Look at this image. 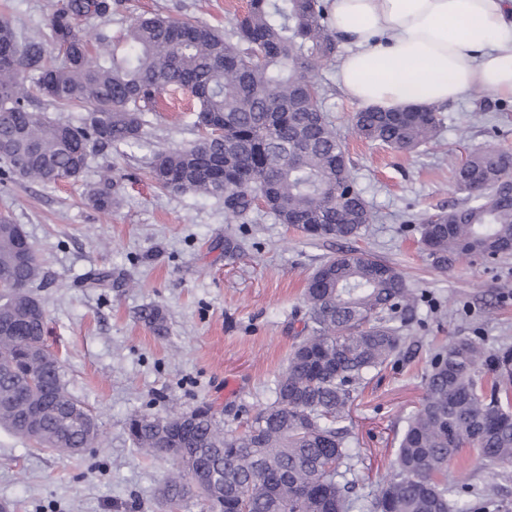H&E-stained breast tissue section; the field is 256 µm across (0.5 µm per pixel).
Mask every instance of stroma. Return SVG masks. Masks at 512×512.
I'll return each instance as SVG.
<instances>
[{"label":"stroma","mask_w":512,"mask_h":512,"mask_svg":"<svg viewBox=\"0 0 512 512\" xmlns=\"http://www.w3.org/2000/svg\"><path fill=\"white\" fill-rule=\"evenodd\" d=\"M58 0H0V16L18 30L45 28ZM248 0H112L110 27L160 14L230 32ZM325 110L344 140L351 175L375 219L359 238L311 239L255 208L249 223L224 216L222 199L156 187L139 150L106 149L76 181L45 186L0 175V219L22 226L44 277L34 293L48 316L47 344L63 362L69 391L84 401L104 434L101 447L62 459L0 430V505L9 512H201L195 500L173 509L162 497L174 463L130 442L135 414L191 411L209 403L226 430H243L275 399L308 318L303 290L325 259L346 249L395 265L422 301L404 333L409 351L369 374L351 409L359 451L354 512H370L391 472L396 440L425 392L435 352L450 337L494 348L512 345V255L491 263L468 258L434 268L418 226L457 205L452 171L475 148L512 151V99L474 92L441 108L438 137L410 153L373 146L352 131L356 111L336 83V65L317 72ZM191 103L167 99L152 117L153 149L198 136ZM120 187L103 214L86 201L102 171ZM107 280H99V273ZM165 317L164 332L143 322L144 308ZM448 477L462 497L486 490V512H512V474L466 451Z\"/></svg>","instance_id":"1"}]
</instances>
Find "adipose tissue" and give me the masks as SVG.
Wrapping results in <instances>:
<instances>
[{
	"label": "adipose tissue",
	"instance_id": "adipose-tissue-1",
	"mask_svg": "<svg viewBox=\"0 0 512 512\" xmlns=\"http://www.w3.org/2000/svg\"><path fill=\"white\" fill-rule=\"evenodd\" d=\"M350 49L337 63L360 107H439L480 90L512 98V0H332Z\"/></svg>",
	"mask_w": 512,
	"mask_h": 512
}]
</instances>
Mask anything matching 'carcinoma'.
I'll return each instance as SVG.
<instances>
[{
  "instance_id": "1",
  "label": "carcinoma",
  "mask_w": 512,
  "mask_h": 512,
  "mask_svg": "<svg viewBox=\"0 0 512 512\" xmlns=\"http://www.w3.org/2000/svg\"><path fill=\"white\" fill-rule=\"evenodd\" d=\"M111 0H61L48 32L26 36L0 19V156L21 179L51 186L77 180L97 148L150 151V177L163 190L224 199V215L246 223L255 197L313 239L351 240L374 215L350 174L343 139L315 78L338 51L324 0H249L224 35L203 23L162 16L133 20L119 36ZM90 26L82 36L77 28ZM180 91L197 102L188 145L150 149L146 113ZM83 107L75 125L31 110ZM436 107L363 109L352 118L362 140L411 152L430 142ZM512 153L486 145L453 171L462 202L418 227L431 264L512 254ZM97 210L117 201L104 175L88 196ZM0 427L62 458L101 444L88 406L67 389L62 361L46 347V312L30 292L42 266L19 224L0 220ZM307 334L294 343L275 399L246 429L229 434L210 406L126 423L150 456L181 453L166 477L174 508L192 494L204 512H352L358 478L351 407L367 375L403 351V328L418 297L392 264L343 250L323 261L303 293ZM464 448L487 465L512 467V346L487 349L455 336L435 354L420 407L398 440L394 468L377 486L371 512H478L448 480ZM196 473L201 483L189 484Z\"/></svg>"
}]
</instances>
